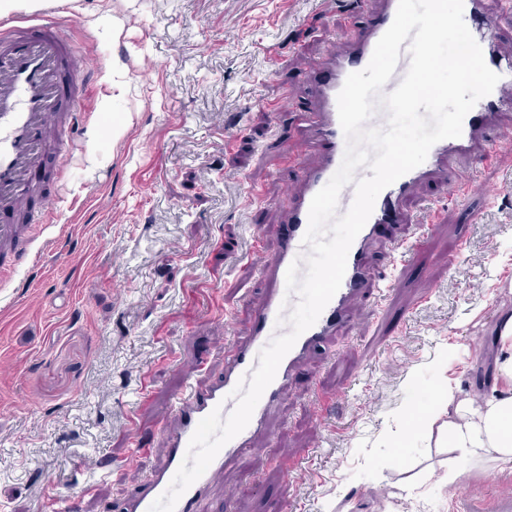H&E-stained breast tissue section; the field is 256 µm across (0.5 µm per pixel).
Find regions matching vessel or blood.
I'll use <instances>...</instances> for the list:
<instances>
[{"label":"vessel or blood","instance_id":"1","mask_svg":"<svg viewBox=\"0 0 512 512\" xmlns=\"http://www.w3.org/2000/svg\"><path fill=\"white\" fill-rule=\"evenodd\" d=\"M397 7L398 0H381L374 9L362 8L361 0H345V14L361 9L366 21L358 29L346 28L340 35L329 37L323 57L311 70L314 109L306 115L304 130L307 140L318 148L320 161L313 167H298L302 191L288 209L275 255L263 268L270 284L268 293L253 314L246 339L225 355L221 375L202 387L186 386L174 397L176 424L165 434L164 463L127 502L126 512H149L152 503L169 488L200 420L216 409L225 415L233 411V391L240 379L258 367V355L273 336L288 332V325L279 321L287 295L286 272L297 257L307 252L303 237L311 201L339 169L346 150L338 94L349 74L368 65L377 42L394 21ZM463 17L486 64L500 76L494 90L466 115L460 137L435 143L421 165L379 194L368 221L350 247L339 290L316 323L298 337L284 356L248 425L222 447L203 475L184 492L175 512H199L216 476L241 454L253 450L254 437L264 428L289 377L316 345L335 335L345 322L349 306L368 278L369 248L385 225L403 222L415 188L436 179L449 192H464L466 185L455 179L454 167L464 162L476 174L492 161L487 138L490 128L499 127L503 137L512 136V127L502 122L505 108L512 106V55L503 53L496 36L500 19L488 12L487 0H464ZM81 69L82 61L72 39L51 17L43 0H31L26 9L0 21V276L11 271L13 260L31 252L23 222L31 202L44 194L39 172L48 158H60L64 133L86 124L84 113L76 109L84 99L77 82ZM417 222L422 226L421 232L399 246L401 254L409 258L422 249L427 239L425 229L435 222L434 211L421 210ZM459 503L460 512H512L510 496L496 497L489 505L465 496Z\"/></svg>","mask_w":512,"mask_h":512}]
</instances>
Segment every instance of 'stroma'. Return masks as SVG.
Instances as JSON below:
<instances>
[{"label": "stroma", "instance_id": "obj_1", "mask_svg": "<svg viewBox=\"0 0 512 512\" xmlns=\"http://www.w3.org/2000/svg\"><path fill=\"white\" fill-rule=\"evenodd\" d=\"M336 16V0H63L91 113L42 173L39 258L0 281V512L88 480L76 512H124L162 465L173 397L220 375L266 294L298 183L285 153L316 159L307 75ZM427 203L442 222L418 259L394 250L414 224L388 227L346 325L206 512H454L460 490L512 494V459L461 462L454 487L426 480L448 454L407 424L428 391L474 392L493 368L512 314V142L467 196L430 182L410 215ZM143 439L152 451L135 455ZM105 459L120 476L91 480Z\"/></svg>", "mask_w": 512, "mask_h": 512}]
</instances>
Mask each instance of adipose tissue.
Returning a JSON list of instances; mask_svg holds the SVG:
<instances>
[{
  "mask_svg": "<svg viewBox=\"0 0 512 512\" xmlns=\"http://www.w3.org/2000/svg\"><path fill=\"white\" fill-rule=\"evenodd\" d=\"M499 342L495 379L482 398L440 388L427 406L410 415L414 424L436 430L439 445L448 448V464L434 476L441 486L460 477L458 461L512 457V316L503 320Z\"/></svg>",
  "mask_w": 512,
  "mask_h": 512,
  "instance_id": "ef3b65f1",
  "label": "adipose tissue"
}]
</instances>
